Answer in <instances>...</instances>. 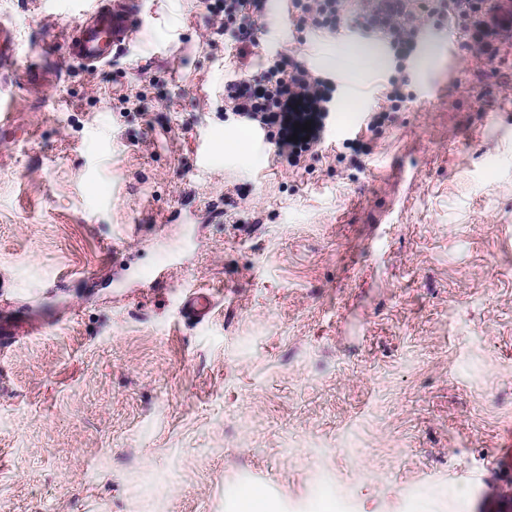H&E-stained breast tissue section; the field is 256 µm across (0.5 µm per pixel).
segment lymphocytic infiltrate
Returning a JSON list of instances; mask_svg holds the SVG:
<instances>
[{
	"label": "lymphocytic infiltrate",
	"mask_w": 512,
	"mask_h": 512,
	"mask_svg": "<svg viewBox=\"0 0 512 512\" xmlns=\"http://www.w3.org/2000/svg\"><path fill=\"white\" fill-rule=\"evenodd\" d=\"M301 25L315 31H336L349 23L351 31L383 40L394 61V74L385 87L386 103L364 117L368 131L378 132L390 113L402 111L409 95L408 66L417 49L423 25L446 27L449 20H467L475 40L512 32V18L492 12L490 0H374L371 7L352 14L349 0H291ZM264 0H224V15L233 19L239 58L251 55L260 30L238 22L246 10L261 11ZM224 104L238 120L265 131L277 159L298 167L327 139L335 110V88L306 63L280 54H267L261 73L224 85Z\"/></svg>",
	"instance_id": "obj_1"
}]
</instances>
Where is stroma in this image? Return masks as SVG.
<instances>
[{
	"instance_id": "obj_1",
	"label": "stroma",
	"mask_w": 512,
	"mask_h": 512,
	"mask_svg": "<svg viewBox=\"0 0 512 512\" xmlns=\"http://www.w3.org/2000/svg\"><path fill=\"white\" fill-rule=\"evenodd\" d=\"M137 2L90 74L63 58L78 0H0V512H233L252 488L277 512H503L512 53L492 70L465 26L452 57L424 26L407 109L289 168L224 84L269 49L336 77L347 34L278 35L268 8L242 62L220 0ZM391 66L338 100L380 103ZM212 307L213 299L205 292L194 291L185 296L184 309L190 317L203 319L208 316Z\"/></svg>"
}]
</instances>
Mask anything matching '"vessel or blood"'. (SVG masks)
Listing matches in <instances>:
<instances>
[{
    "label": "vessel or blood",
    "instance_id": "vessel-or-blood-1",
    "mask_svg": "<svg viewBox=\"0 0 512 512\" xmlns=\"http://www.w3.org/2000/svg\"><path fill=\"white\" fill-rule=\"evenodd\" d=\"M141 26L142 20L130 0H93L68 35L64 56L88 67L107 64L114 51L133 42ZM212 307L211 295L202 291L184 299V309L193 318H205Z\"/></svg>",
    "mask_w": 512,
    "mask_h": 512
}]
</instances>
